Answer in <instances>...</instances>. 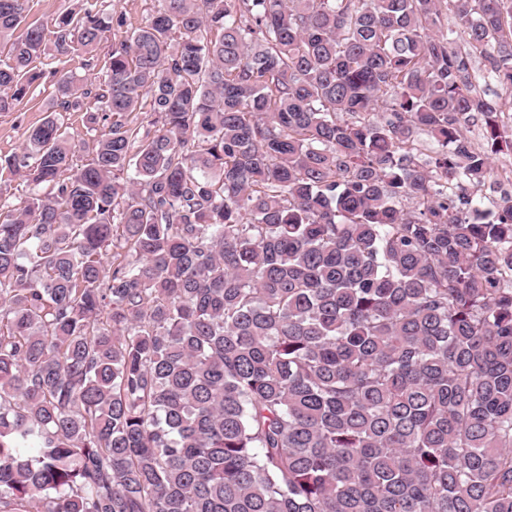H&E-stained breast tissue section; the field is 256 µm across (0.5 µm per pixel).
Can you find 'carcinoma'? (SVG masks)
<instances>
[{
    "mask_svg": "<svg viewBox=\"0 0 512 512\" xmlns=\"http://www.w3.org/2000/svg\"><path fill=\"white\" fill-rule=\"evenodd\" d=\"M30 2L0 0V112L55 79L0 162L31 186L0 512H512V192H463L512 152V0ZM111 30L101 80L42 67ZM30 20L42 21L45 25H51L54 18L70 9H78L82 0H32ZM108 12H122L127 18L129 28L140 26L148 17L152 9L151 0H104Z\"/></svg>",
    "mask_w": 512,
    "mask_h": 512,
    "instance_id": "cac0c4a2",
    "label": "carcinoma"
}]
</instances>
